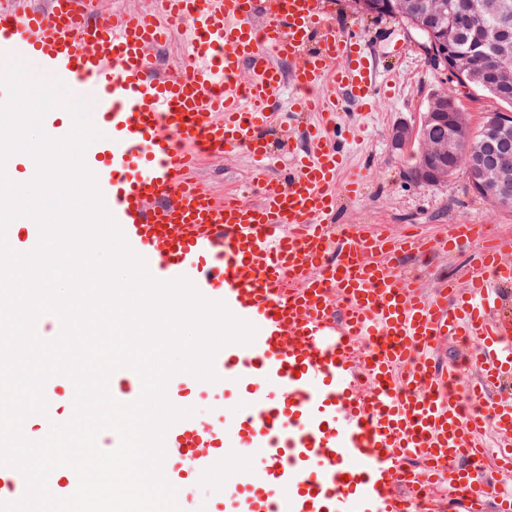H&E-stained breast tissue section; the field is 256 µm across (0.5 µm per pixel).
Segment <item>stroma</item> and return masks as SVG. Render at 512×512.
I'll list each match as a JSON object with an SVG mask.
<instances>
[{"instance_id": "obj_1", "label": "stroma", "mask_w": 512, "mask_h": 512, "mask_svg": "<svg viewBox=\"0 0 512 512\" xmlns=\"http://www.w3.org/2000/svg\"><path fill=\"white\" fill-rule=\"evenodd\" d=\"M335 16L343 26H357L368 38V46L387 78L388 88L374 111L363 112L347 105L338 127L347 138L351 167L367 172L361 196L341 203L340 218L346 224H389L402 228L420 225L432 236L449 224L467 221L488 225L491 234L512 238V209L500 208L472 192L464 175L448 185L431 187L411 181V153H394L388 134L396 123L417 119L435 92L446 88L448 75L430 66L417 37L391 18L364 19L354 14L347 0H334ZM249 156L242 151L204 157L196 177L216 196L249 194ZM473 252L453 255L433 253L407 258L405 267L416 274L426 289H436L448 277L465 287Z\"/></svg>"}]
</instances>
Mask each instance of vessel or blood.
<instances>
[{
  "label": "vessel or blood",
  "mask_w": 512,
  "mask_h": 512,
  "mask_svg": "<svg viewBox=\"0 0 512 512\" xmlns=\"http://www.w3.org/2000/svg\"><path fill=\"white\" fill-rule=\"evenodd\" d=\"M333 18L331 0H149L107 16L95 0H56L0 12V54L38 56L42 76L90 99L103 137L85 163L150 274L188 279L256 329L217 351L216 381L167 384L180 409L235 396L231 420L219 402L213 420L165 434L162 471L183 512H512V489L497 486L512 474V238L483 224L430 239L341 223V197H359L366 175L345 173L336 119L349 102L372 110L382 81L366 38ZM176 25L187 50L162 75L153 49ZM304 112L316 116L307 150L270 140L273 121ZM236 150L252 159L257 201L216 197L193 177L202 155ZM39 238L31 220L7 229L21 253ZM471 243L466 287L429 291L400 270L405 252ZM447 340L472 347L465 377L433 362ZM70 385L45 383L48 418ZM228 447L240 454L229 468ZM48 485L64 498L78 477ZM25 489L0 467V502Z\"/></svg>",
  "instance_id": "1"
}]
</instances>
